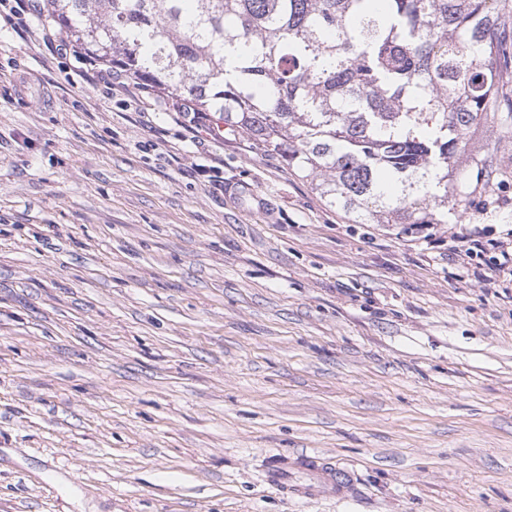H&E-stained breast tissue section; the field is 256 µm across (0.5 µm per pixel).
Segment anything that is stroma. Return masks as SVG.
I'll return each instance as SVG.
<instances>
[{
    "mask_svg": "<svg viewBox=\"0 0 512 512\" xmlns=\"http://www.w3.org/2000/svg\"><path fill=\"white\" fill-rule=\"evenodd\" d=\"M0 7V512H512V134L463 223L352 224ZM319 455L349 499L265 480ZM474 227L469 229L466 233L461 234L460 241L464 243L462 246L465 247L464 255L468 258L478 257L486 253L490 249H497L500 257H493L494 269L498 273H505L508 271L509 275H512V246L510 251L508 250L509 245L504 241H497L493 239H486L484 229L479 225L474 224Z\"/></svg>",
    "mask_w": 512,
    "mask_h": 512,
    "instance_id": "obj_1",
    "label": "stroma"
}]
</instances>
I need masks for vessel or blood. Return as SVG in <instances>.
I'll use <instances>...</instances> for the list:
<instances>
[{
  "mask_svg": "<svg viewBox=\"0 0 512 512\" xmlns=\"http://www.w3.org/2000/svg\"><path fill=\"white\" fill-rule=\"evenodd\" d=\"M267 482L291 495L317 499L348 497L351 484L345 471L318 457H304L289 466L281 462L270 465Z\"/></svg>",
  "mask_w": 512,
  "mask_h": 512,
  "instance_id": "vessel-or-blood-1",
  "label": "vessel or blood"
}]
</instances>
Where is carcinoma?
<instances>
[{
    "label": "carcinoma",
    "instance_id": "obj_1",
    "mask_svg": "<svg viewBox=\"0 0 512 512\" xmlns=\"http://www.w3.org/2000/svg\"><path fill=\"white\" fill-rule=\"evenodd\" d=\"M77 43L218 114L353 224L462 218L512 130V0H45Z\"/></svg>",
    "mask_w": 512,
    "mask_h": 512
}]
</instances>
